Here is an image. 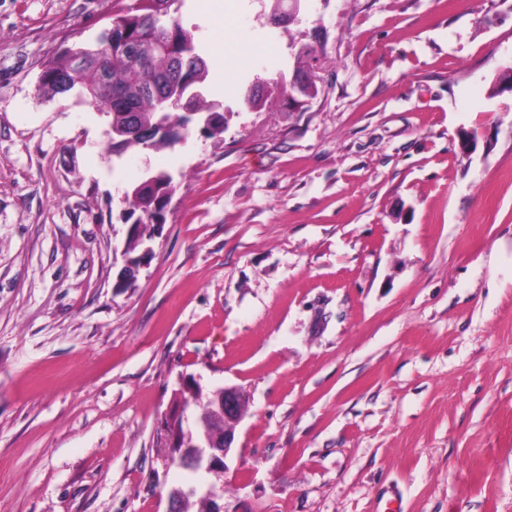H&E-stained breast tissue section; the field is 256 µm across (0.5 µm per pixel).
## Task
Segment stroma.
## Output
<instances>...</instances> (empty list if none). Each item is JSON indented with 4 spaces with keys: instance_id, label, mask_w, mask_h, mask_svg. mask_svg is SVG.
Returning <instances> with one entry per match:
<instances>
[{
    "instance_id": "stroma-1",
    "label": "stroma",
    "mask_w": 512,
    "mask_h": 512,
    "mask_svg": "<svg viewBox=\"0 0 512 512\" xmlns=\"http://www.w3.org/2000/svg\"><path fill=\"white\" fill-rule=\"evenodd\" d=\"M130 2L0 0V512H166L183 376L245 398L224 512H512V0H181L224 132L118 158L37 80ZM307 44L314 98L243 104ZM168 171L156 170L150 171L151 176H157V183L155 186L143 185V181L136 183L132 188L126 192L124 198V204L126 208L122 211L129 213L131 216L139 215V221L137 224H131L132 228H136L141 224L143 227L150 226L153 223L152 220L147 219V214L151 212L152 218L154 214L160 213L165 207V187L163 176ZM155 226H161L162 224H154Z\"/></svg>"
}]
</instances>
